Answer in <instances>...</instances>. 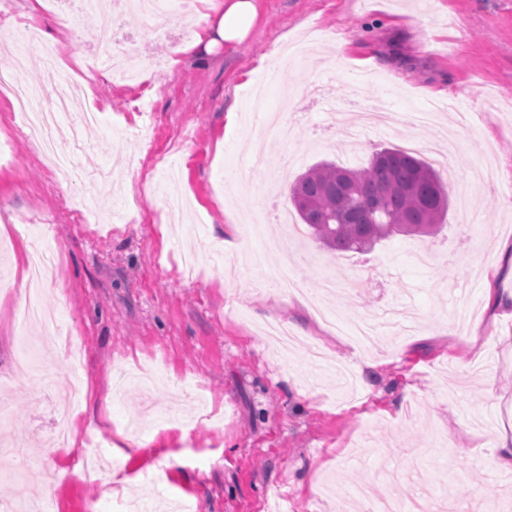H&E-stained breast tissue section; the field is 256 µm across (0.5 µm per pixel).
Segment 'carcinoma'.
Here are the masks:
<instances>
[{"mask_svg": "<svg viewBox=\"0 0 512 512\" xmlns=\"http://www.w3.org/2000/svg\"><path fill=\"white\" fill-rule=\"evenodd\" d=\"M290 201L300 223L336 252H367L394 235L431 234L449 205L439 173L398 148L361 167L316 164L290 186Z\"/></svg>", "mask_w": 512, "mask_h": 512, "instance_id": "1", "label": "carcinoma"}]
</instances>
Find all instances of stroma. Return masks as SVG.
I'll return each instance as SVG.
<instances>
[{"mask_svg": "<svg viewBox=\"0 0 512 512\" xmlns=\"http://www.w3.org/2000/svg\"><path fill=\"white\" fill-rule=\"evenodd\" d=\"M204 8L179 0L157 34L115 4L145 83L99 72L72 96V117L98 110L82 152L57 145L76 154L85 184L54 180L0 98L15 160L0 169V271L15 288L0 293V397L10 432L34 439L27 463L0 454V502L34 488L49 512H124L131 500L158 512H363L366 497L420 492L434 504L462 496L464 512H512V474L493 464L512 429V318L485 309L487 286L512 293V278L491 275L497 241L512 242V0H259L233 51L172 63L169 46L192 39L191 12ZM302 41L308 61L267 78L260 58ZM258 84L269 110L293 109L291 143L257 120ZM439 89L468 110V128L459 110L431 129L361 122L365 109L427 110ZM141 95L146 127L129 109ZM451 138L450 170L440 147ZM391 147L445 177L435 235L332 253L307 226L275 223L273 183ZM95 218L103 228L88 232ZM18 224L29 237H13ZM228 224L242 227V248L225 247ZM36 237L63 257L43 289L60 326L42 354L47 385L15 367L23 339L42 336L35 323L18 336L15 318ZM276 258L311 289L328 274L364 279L324 294L326 307L346 320L393 308L408 334L384 328L377 346H354L270 288ZM469 309L484 344L463 338ZM62 428L74 447L51 446ZM86 434L110 463L90 478L77 465Z\"/></svg>", "mask_w": 512, "mask_h": 512, "instance_id": "obj_1", "label": "stroma"}]
</instances>
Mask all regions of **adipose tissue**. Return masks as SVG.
I'll list each match as a JSON object with an SVG mask.
<instances>
[{
  "mask_svg": "<svg viewBox=\"0 0 512 512\" xmlns=\"http://www.w3.org/2000/svg\"><path fill=\"white\" fill-rule=\"evenodd\" d=\"M208 11L197 20L195 39L177 46L180 54L210 53L221 47L227 50L241 44L250 35L258 18V0H205Z\"/></svg>",
  "mask_w": 512,
  "mask_h": 512,
  "instance_id": "adipose-tissue-1",
  "label": "adipose tissue"
}]
</instances>
